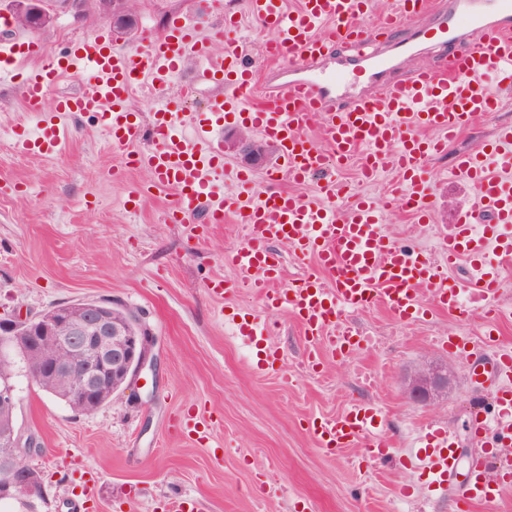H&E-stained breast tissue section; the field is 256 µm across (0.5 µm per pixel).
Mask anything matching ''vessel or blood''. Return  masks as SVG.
<instances>
[{
    "instance_id": "1",
    "label": "vessel or blood",
    "mask_w": 512,
    "mask_h": 512,
    "mask_svg": "<svg viewBox=\"0 0 512 512\" xmlns=\"http://www.w3.org/2000/svg\"><path fill=\"white\" fill-rule=\"evenodd\" d=\"M209 5L221 16L209 29L177 13L161 32L145 31L140 49L116 50L101 33L28 69L25 109L42 114L43 125L34 134L15 131L16 150L63 153L67 133L57 116L96 114L113 144L124 148V165L146 169L151 187L174 191L172 221L198 217L220 224L230 216L244 225V243L225 260L239 274L238 287L258 289L267 310L289 311L298 321L308 339V367L364 344L345 314L380 303L406 323L423 319L432 307L461 321L481 313L485 340L493 342L505 282L484 258L492 253L500 264L512 262V124L497 126L490 140L454 156L451 177L471 186L474 196L444 226L434 257L397 244L380 206L335 173L359 157L364 178L391 175L390 195L417 223H427L430 158L445 153L448 141L475 120L512 104V0H396L394 10L381 14L374 0H301L293 11L285 0H246L250 16L270 34L264 52L278 67L259 82L244 62L238 18L223 12L219 0ZM340 45L352 48V55L336 57ZM429 53L435 61L423 64ZM190 60L196 63L193 86L217 89L194 112L168 93ZM492 71L498 79L490 84L485 76ZM66 75L81 77V88L55 96ZM143 84L152 98L146 125L129 107L133 90ZM228 116L275 141L276 171L298 184L316 180L315 196L255 195L251 177L227 167L216 139ZM315 125L326 149L308 136ZM277 241L296 257L316 261L313 273L285 289L277 286L281 267L269 250ZM461 256L472 268L463 284L446 274ZM226 319L254 350L257 369L273 370L278 351L266 320L238 312ZM492 370L498 416L478 428L490 431L495 452L474 462L467 495L478 502L512 489L511 349L497 350ZM207 426L188 412L177 420L188 438H206ZM309 427L319 447L334 453L359 443L372 457L389 453L380 437L383 417L373 405L313 419ZM424 438L434 484L456 479L447 430L427 426Z\"/></svg>"
}]
</instances>
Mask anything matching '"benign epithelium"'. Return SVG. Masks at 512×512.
Wrapping results in <instances>:
<instances>
[{
    "label": "benign epithelium",
    "mask_w": 512,
    "mask_h": 512,
    "mask_svg": "<svg viewBox=\"0 0 512 512\" xmlns=\"http://www.w3.org/2000/svg\"><path fill=\"white\" fill-rule=\"evenodd\" d=\"M100 14L118 27L130 20L127 0H96ZM44 0H12L13 9L31 29L49 20ZM232 148L248 163H263L252 140L240 138ZM151 332L140 325L137 315L123 305L102 300H79L63 304L51 313L32 314L19 310L0 319V352L13 347H31L48 360L45 376L59 382L79 363V379L60 385L65 397L80 407L96 403L103 377L112 384H127L146 369L155 368ZM448 388V377L424 365L410 376L406 392L420 402H431ZM16 396L10 377H0V463L24 475L28 459L41 453L38 437L19 428L14 419Z\"/></svg>",
    "instance_id": "obj_1"
}]
</instances>
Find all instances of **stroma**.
<instances>
[{"label":"stroma","instance_id":"stroma-1","mask_svg":"<svg viewBox=\"0 0 512 512\" xmlns=\"http://www.w3.org/2000/svg\"><path fill=\"white\" fill-rule=\"evenodd\" d=\"M224 2L241 12L247 61L265 76L271 67L261 52L267 33L245 14L244 0ZM189 8V0H132L135 27L128 34L114 32L95 0H85L78 12L51 11L49 23L33 34L41 56L16 60L13 79L0 80V316L16 306L35 314L63 302L112 299L137 311L155 340V371L87 414L74 413L16 370L17 424L34 432L43 448L31 460L47 495L41 512H75L89 472L98 495L86 512H160L173 500L183 501L184 512H457L471 459L484 450L472 418L490 409L493 377L484 352H451L439 339L479 342L481 315L463 323L433 310L407 324L382 305L358 310L348 320L371 344L308 369L299 323L284 312L266 313L257 291L237 287L236 270L224 262L225 253L244 241L242 225L169 223V189L153 191L130 213L126 195L148 183L149 174L128 169L121 178L109 177L122 151L87 116H61L70 136L65 154L15 151L14 130L38 121L24 108L19 73L101 31L117 47H140L143 30L160 32L170 15ZM509 122L512 105L476 121L449 144L447 155L430 162V223H414L394 205L385 209L396 242L435 253L439 225L449 223L471 195L449 177L453 154ZM223 154L226 163L250 170L257 193L316 192L311 182L267 179L277 145L258 167L229 146ZM218 280L226 287L221 295L210 290ZM233 309L267 317L278 371L255 369L253 353L224 320ZM425 364L450 374L447 392L433 403L405 393L407 376ZM364 402L379 405L387 418L389 459L370 458L360 446L332 453L317 445L311 419ZM187 410L206 418L210 438L192 441L173 432L174 416ZM432 421L453 432L459 463L456 481L438 491L431 490L428 472L406 458Z\"/></svg>","mask_w":512,"mask_h":512}]
</instances>
